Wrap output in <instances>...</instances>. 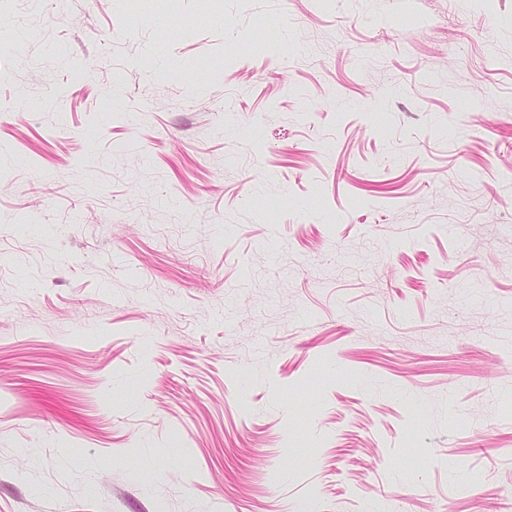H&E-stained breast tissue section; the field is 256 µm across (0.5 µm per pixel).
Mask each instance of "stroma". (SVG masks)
Returning <instances> with one entry per match:
<instances>
[{
    "instance_id": "1",
    "label": "stroma",
    "mask_w": 512,
    "mask_h": 512,
    "mask_svg": "<svg viewBox=\"0 0 512 512\" xmlns=\"http://www.w3.org/2000/svg\"><path fill=\"white\" fill-rule=\"evenodd\" d=\"M0 27V512H512V0Z\"/></svg>"
}]
</instances>
